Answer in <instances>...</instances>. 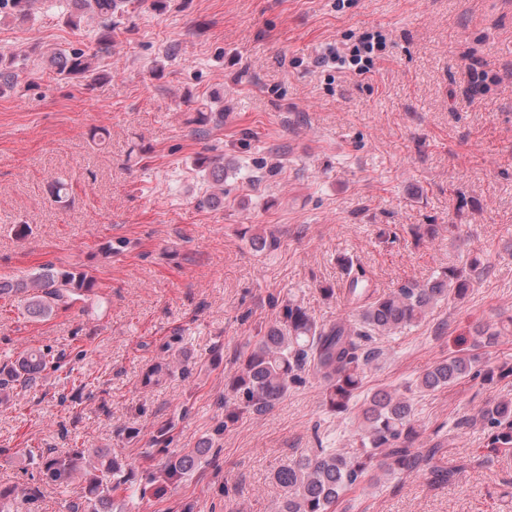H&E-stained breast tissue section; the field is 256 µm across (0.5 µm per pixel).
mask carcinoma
Returning <instances> with one entry per match:
<instances>
[{
	"mask_svg": "<svg viewBox=\"0 0 512 512\" xmlns=\"http://www.w3.org/2000/svg\"><path fill=\"white\" fill-rule=\"evenodd\" d=\"M11 15L19 20L30 17L34 0H6ZM131 0H69V22L77 27L88 17L97 23V48H72L42 54L57 80L84 79L100 82L109 78L99 60L108 53L119 28L117 17L125 13ZM20 55L0 52V92L13 87L20 76ZM189 123L195 132L207 134L224 125V110L208 103L196 109ZM196 167L210 191L198 199L201 207L224 205V154L199 156ZM481 265V255L472 252L460 266L442 267L426 281L409 280L388 293L372 288L366 270L347 260L343 264L344 298L355 306V319L329 325L318 323L302 305L285 300L274 301L278 316L239 360L236 374L227 389L233 407H224L220 421L204 446L188 451H172L173 425L156 431L146 451L151 465L136 475L135 467L107 448H69L66 451H26L36 458L44 474L64 483L78 478L84 485L81 500L70 505V512H114L112 493L122 488L144 499L147 491L161 498L167 487L189 476L200 457L219 449L214 444L232 427L240 413L264 415L271 411L288 391L314 381L323 392L327 409L344 415L358 409L360 424L353 435L356 449L317 448L313 454L292 462L275 475L284 495L279 512H330L344 495L365 480L409 477L424 472L434 483H447L462 467L445 469L436 462L440 442L423 449L420 430L411 399L397 388H383L357 404V397L369 365L379 352L369 347L376 336L402 332L419 325L441 302H456L466 297L472 273ZM97 281L78 266L59 267L52 262L40 265L23 277H0V300H17L27 317L46 321L57 311L78 301L97 297ZM512 335V314L496 324L476 329L479 343L494 344L501 336ZM171 359L153 364L144 374L147 384L158 382L173 372L178 363L173 347L167 346ZM62 355L40 349L19 354L14 362L0 367V402L9 400L17 390H31L47 370L60 371ZM494 371L483 369L480 356L470 352L448 355L425 371L415 384L421 391H436L470 377L488 381ZM487 429V448L492 452L512 448V398H503L487 406L480 414ZM40 497L37 486L0 488V512H32Z\"/></svg>",
	"mask_w": 512,
	"mask_h": 512,
	"instance_id": "obj_1",
	"label": "carcinoma"
}]
</instances>
